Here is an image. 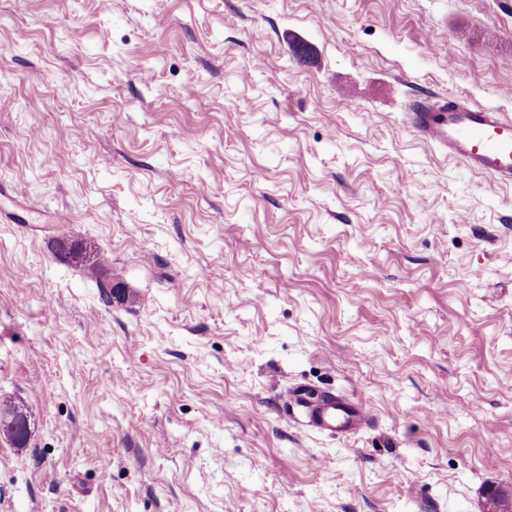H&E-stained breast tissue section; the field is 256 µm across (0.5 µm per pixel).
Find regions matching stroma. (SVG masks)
Returning a JSON list of instances; mask_svg holds the SVG:
<instances>
[{"label":"stroma","instance_id":"stroma-1","mask_svg":"<svg viewBox=\"0 0 512 512\" xmlns=\"http://www.w3.org/2000/svg\"><path fill=\"white\" fill-rule=\"evenodd\" d=\"M444 99L512 118V0L0 9V512L512 490V186L411 132ZM295 387L369 419L289 420Z\"/></svg>","mask_w":512,"mask_h":512}]
</instances>
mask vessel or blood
<instances>
[{
	"label": "vessel or blood",
	"mask_w": 512,
	"mask_h": 512,
	"mask_svg": "<svg viewBox=\"0 0 512 512\" xmlns=\"http://www.w3.org/2000/svg\"><path fill=\"white\" fill-rule=\"evenodd\" d=\"M409 126L470 170L512 186V119L501 112L445 100L414 108ZM283 403L287 411H301L309 426L330 435L354 430L368 418L360 403L330 393L314 396L302 387L288 391Z\"/></svg>",
	"instance_id": "vessel-or-blood-1"
}]
</instances>
